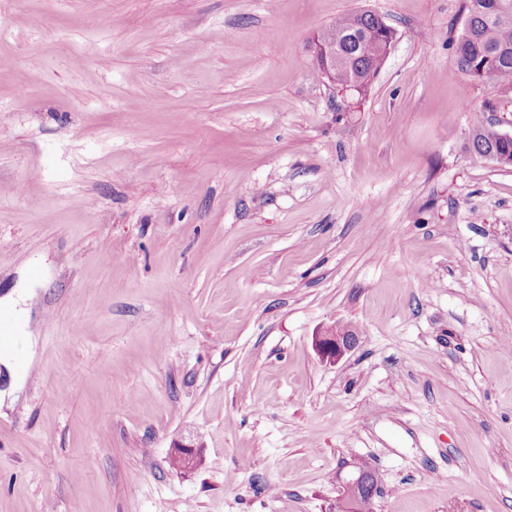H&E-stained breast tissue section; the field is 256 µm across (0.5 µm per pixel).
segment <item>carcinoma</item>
I'll return each instance as SVG.
<instances>
[{
  "label": "carcinoma",
  "mask_w": 512,
  "mask_h": 512,
  "mask_svg": "<svg viewBox=\"0 0 512 512\" xmlns=\"http://www.w3.org/2000/svg\"><path fill=\"white\" fill-rule=\"evenodd\" d=\"M467 14L468 29L455 44L456 72L485 85L512 84V0H467ZM335 26V82L363 94L384 64L385 26L370 11L347 15ZM467 149L480 158L491 152L512 158V144L501 143L480 115L473 118Z\"/></svg>",
  "instance_id": "1"
}]
</instances>
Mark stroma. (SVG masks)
<instances>
[{
	"instance_id": "35a3bbf8",
	"label": "stroma",
	"mask_w": 512,
	"mask_h": 512,
	"mask_svg": "<svg viewBox=\"0 0 512 512\" xmlns=\"http://www.w3.org/2000/svg\"><path fill=\"white\" fill-rule=\"evenodd\" d=\"M364 10L361 97L308 42ZM465 17L0 0V512H334L362 467L373 512H512V168L466 149L512 86L456 73ZM314 346L322 360L336 362L358 342L355 331L344 325L336 324L324 329L314 337Z\"/></svg>"
}]
</instances>
